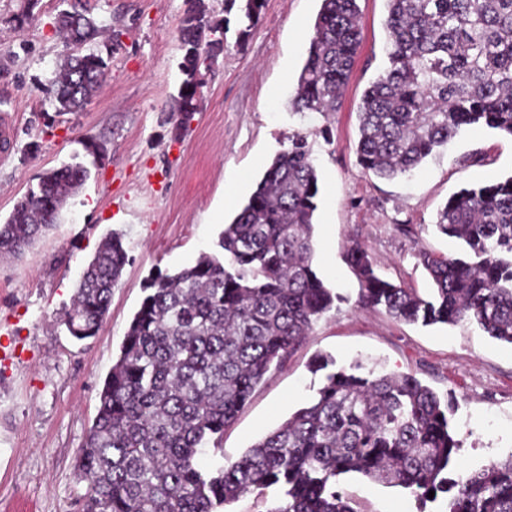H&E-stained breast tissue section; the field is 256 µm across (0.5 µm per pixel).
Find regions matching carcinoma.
<instances>
[{
  "mask_svg": "<svg viewBox=\"0 0 512 512\" xmlns=\"http://www.w3.org/2000/svg\"><path fill=\"white\" fill-rule=\"evenodd\" d=\"M238 7L246 41L266 0ZM388 65L365 89L356 155L380 178L410 175L466 127L512 136V0H387ZM229 20L205 0H187L179 26L183 80L172 118L184 130L210 70L224 51ZM56 29L79 49L100 33L95 19L62 12ZM360 46L357 0H321L292 111L334 112ZM107 62L69 56L53 77L55 109L76 112L100 91ZM89 164L45 172L0 224V258L23 254L60 223L62 209L98 166L103 148L84 144ZM318 174L305 137L294 135L266 169L216 250L144 288L120 353L99 392L80 448L82 512H223L251 494L278 491L267 512H357L337 478L402 487L417 501L442 499V512H512V455L448 477L463 446L450 429L453 398L441 400L415 376L329 371L314 397L240 458L202 468L223 452L230 426L255 388L284 366L341 297L313 268ZM435 229L460 256L417 254L433 288L423 297L380 276L366 250L345 260L358 304L409 324L468 322L512 345V176L460 189ZM129 262L122 236L105 237L83 270L65 314L77 340L97 335Z\"/></svg>",
  "mask_w": 512,
  "mask_h": 512,
  "instance_id": "1",
  "label": "carcinoma"
}]
</instances>
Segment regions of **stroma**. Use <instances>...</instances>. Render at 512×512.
<instances>
[{
  "mask_svg": "<svg viewBox=\"0 0 512 512\" xmlns=\"http://www.w3.org/2000/svg\"><path fill=\"white\" fill-rule=\"evenodd\" d=\"M71 0H39L15 26L21 0H0V114L11 115L0 148V223L40 176L84 161V145L106 152L62 212L60 224L19 259L0 260V512H79L75 465L97 412L98 393L157 269L174 272L211 252L288 138L306 136L319 174L314 267L343 295L315 322L283 368L253 392L224 431L236 459L303 406L322 382L318 355L337 365L412 374L453 397L450 425L463 441L450 470H475L512 455V345L475 326L407 324L358 307L347 249L364 247L386 279L427 294L418 249L455 255L457 242L433 231L437 211L463 187L512 175V137L463 131L412 177L385 180L357 162V112L366 87L387 64L386 0H359L362 43L337 111L291 112L320 0H267L247 42L236 30L204 75L186 130L171 118L183 80L178 40L185 0H88L104 31L89 50L106 53L107 80L82 111L56 113L51 81L69 54L55 21ZM412 234L402 232L403 225ZM123 235L129 262L112 290L96 337L78 341L65 312L83 269L111 231ZM340 488L363 512H442L418 506L395 486L358 474Z\"/></svg>",
  "mask_w": 512,
  "mask_h": 512,
  "instance_id": "35a3bbf8",
  "label": "stroma"
}]
</instances>
